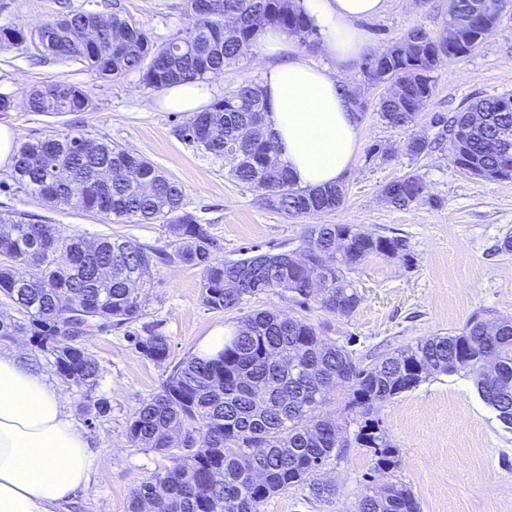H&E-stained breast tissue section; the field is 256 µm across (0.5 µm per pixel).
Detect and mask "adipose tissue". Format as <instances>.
Here are the masks:
<instances>
[{
  "label": "adipose tissue",
  "instance_id": "obj_1",
  "mask_svg": "<svg viewBox=\"0 0 512 512\" xmlns=\"http://www.w3.org/2000/svg\"><path fill=\"white\" fill-rule=\"evenodd\" d=\"M385 2L299 0L321 38L323 66L292 55L285 32L262 36L267 130L301 187L338 183L352 165L359 118L339 89V75L367 49L357 21L380 14ZM215 89L210 81L180 83L166 89L162 106L196 112ZM97 475L90 437L57 386L20 352L0 350V512H57Z\"/></svg>",
  "mask_w": 512,
  "mask_h": 512
}]
</instances>
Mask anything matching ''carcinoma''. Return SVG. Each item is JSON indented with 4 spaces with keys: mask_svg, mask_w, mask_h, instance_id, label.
I'll return each instance as SVG.
<instances>
[{
    "mask_svg": "<svg viewBox=\"0 0 512 512\" xmlns=\"http://www.w3.org/2000/svg\"><path fill=\"white\" fill-rule=\"evenodd\" d=\"M448 25L472 52L509 0H449ZM195 23L163 43L133 19H108L88 9L71 10L46 21L35 35L0 26V45L32 43L58 64L84 65L102 79L140 75L160 91L204 79L247 55L263 29L280 28L299 42L317 31L295 0H183ZM262 18L260 28L253 21ZM86 29L93 43L76 41ZM402 54H385L365 72L368 82L399 85V94H381L379 118L410 129L425 118L434 72L457 58L422 27L407 30ZM93 107L80 87L64 79L34 88L31 112H83ZM262 90L243 85L180 128L182 138L215 159L230 157V176L262 192L267 204L288 218L334 211L345 199L336 184L307 189L297 185L266 130ZM432 152V142L412 135L407 155ZM448 157L457 167L488 180L512 179V93L484 98L448 118ZM13 180L18 188L53 206L99 213L121 224L166 226L172 252L107 235L94 244L60 224H37L15 209L0 210V343L31 334L35 351L51 358L55 372L91 393L98 361L68 331L76 307L85 304L91 327L104 330L135 324L143 315L139 287L154 258L202 270L200 298L211 310L234 309L244 297L277 290L303 311L311 305L347 318L360 296L348 274L372 256H407L403 237L373 236L355 224H312L301 257L271 265L252 279L256 256L216 264L217 247L206 225L187 209L182 187L148 159L117 144L70 131L23 143L16 153ZM397 208L429 200L426 184L406 174L382 187ZM151 360L169 357L166 337L137 338ZM466 371L480 398L498 414H512V318L490 323L478 316L448 336H424L364 364L353 352L320 336L305 315L269 311L245 315L207 358L193 356L173 369L162 390L141 407L127 426L129 442L170 460V465L134 489L130 512H261L274 495L305 484L313 496L329 500L336 488L318 472L340 449L334 404L358 418L354 442L372 448L375 471L398 464V449L370 417L378 405L416 388L431 375ZM203 445L197 446V437ZM357 512H419L411 489L388 482L375 491L365 485Z\"/></svg>",
    "mask_w": 512,
    "mask_h": 512,
    "instance_id": "obj_1",
    "label": "carcinoma"
}]
</instances>
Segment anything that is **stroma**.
<instances>
[{"label":"stroma","mask_w":512,"mask_h":512,"mask_svg":"<svg viewBox=\"0 0 512 512\" xmlns=\"http://www.w3.org/2000/svg\"><path fill=\"white\" fill-rule=\"evenodd\" d=\"M182 3L0 0V25L30 31L67 10L85 8L107 18L118 9L161 43L193 25ZM414 25L441 36L448 27V0H387L381 14L358 22L374 56ZM263 67L255 50L225 67L215 77L217 98L242 84H260ZM60 78L80 86L92 109L47 114L23 106L31 88ZM434 80L435 91L425 108L429 118L461 111L490 95L512 93V4L476 50L442 66ZM341 81L364 91L367 110L360 121V146L342 181L343 205L308 220L269 209L261 192L230 177L231 159L212 160L182 140L179 129L187 113L163 110L162 92L145 88L135 73L114 84L81 65L43 59L30 46L0 47V92L15 101L0 119L8 121L21 143L72 131L146 157L182 186L188 210L218 243L212 253L218 262L241 258L243 248L251 245L271 253L293 251L311 222L355 224L375 236L406 237L409 259L373 256L352 272L361 295L352 317L317 308L307 313L321 336L348 345L359 360L371 361L424 336L448 335L476 313L490 320L512 317V253L500 250L503 238L512 233V180L472 176L453 165L444 151L417 160L409 157L408 131L387 126L376 112L381 87L365 85L357 63L346 68ZM409 172L423 179L433 203L397 209L383 200L382 186ZM11 174V167L0 168V209L64 225L90 241L118 234L161 251L167 247L162 224H113L75 207L51 208L17 189ZM147 280L148 288L141 291L143 316L136 324L94 330L82 340L99 363L98 386L88 393L64 379L56 381L93 440L101 474L78 494L68 512H128L137 485L167 466L163 455L129 442L127 425L140 404L160 391L173 368L196 354L206 336L218 328L232 332L255 310L296 311L277 291L245 298L232 310H209L200 299L201 269L178 262H154ZM150 331L168 339L170 354L164 362L147 359L135 346L134 335ZM100 398L109 404L101 417L93 406ZM374 416L399 450L397 468L375 474L377 484L405 483L420 512H512V430L481 400L468 374L430 376L414 390L379 405ZM374 462L372 449H343L319 475L335 484V498L316 500L300 485L267 499L262 512H355Z\"/></svg>","instance_id":"1"}]
</instances>
